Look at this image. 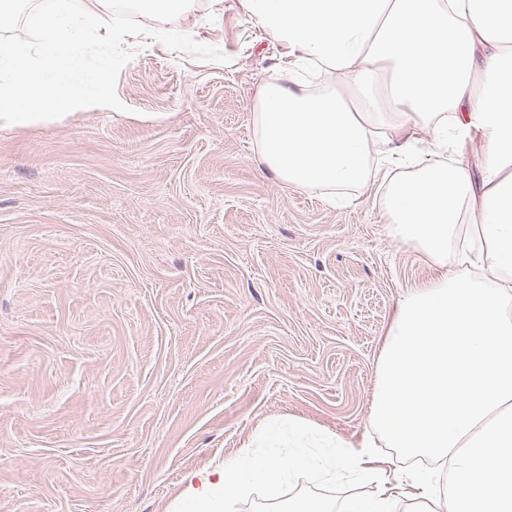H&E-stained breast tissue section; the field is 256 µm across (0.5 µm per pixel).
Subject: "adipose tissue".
Segmentation results:
<instances>
[{
    "label": "adipose tissue",
    "instance_id": "adipose-tissue-1",
    "mask_svg": "<svg viewBox=\"0 0 512 512\" xmlns=\"http://www.w3.org/2000/svg\"><path fill=\"white\" fill-rule=\"evenodd\" d=\"M241 6L294 67L323 75L316 89L262 86L250 114L262 171L334 199L377 198L389 233L437 274L392 315L359 444L295 417L268 422L239 458L188 485L175 512H230L237 494L275 495L317 464L329 482L378 481L383 448L438 463L448 487L421 474L359 512H512V0ZM412 127L428 131L432 157L388 175L410 159ZM451 137L480 139V176L446 161ZM255 448L273 454L255 462Z\"/></svg>",
    "mask_w": 512,
    "mask_h": 512
}]
</instances>
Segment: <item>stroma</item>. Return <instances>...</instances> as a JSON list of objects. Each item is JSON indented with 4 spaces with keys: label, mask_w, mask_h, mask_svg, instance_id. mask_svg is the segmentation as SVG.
<instances>
[{
    "label": "stroma",
    "mask_w": 512,
    "mask_h": 512,
    "mask_svg": "<svg viewBox=\"0 0 512 512\" xmlns=\"http://www.w3.org/2000/svg\"><path fill=\"white\" fill-rule=\"evenodd\" d=\"M137 44L95 107L0 126V512H170L291 415L359 442L402 296L435 273L369 198L261 172L249 114L287 80L238 0Z\"/></svg>",
    "instance_id": "obj_1"
}]
</instances>
